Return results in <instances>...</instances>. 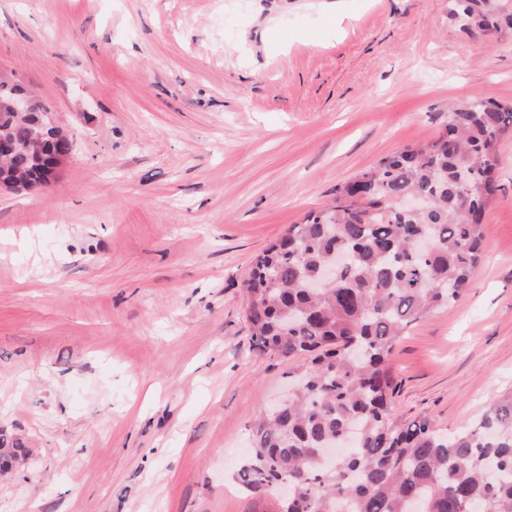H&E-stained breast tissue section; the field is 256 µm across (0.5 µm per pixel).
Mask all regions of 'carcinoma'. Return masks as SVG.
<instances>
[{
	"mask_svg": "<svg viewBox=\"0 0 512 512\" xmlns=\"http://www.w3.org/2000/svg\"><path fill=\"white\" fill-rule=\"evenodd\" d=\"M452 13L473 34L512 32V13L494 0H454ZM17 91L0 79V132L16 144L0 176L39 182L55 144L28 149L44 105L14 111ZM511 129L512 103L456 104L438 136L381 159L256 257L246 282L253 348L304 362L295 390L251 428L235 479L255 493L293 484L296 499L279 512H467L470 502L512 512V392L449 434L389 407L398 339L456 302L478 272L497 145ZM412 194L425 203L410 214L401 199ZM344 443L326 468L318 449ZM29 454L0 430V475Z\"/></svg>",
	"mask_w": 512,
	"mask_h": 512,
	"instance_id": "obj_1",
	"label": "carcinoma"
}]
</instances>
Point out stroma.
Instances as JSON below:
<instances>
[{"label":"stroma","instance_id":"1","mask_svg":"<svg viewBox=\"0 0 512 512\" xmlns=\"http://www.w3.org/2000/svg\"><path fill=\"white\" fill-rule=\"evenodd\" d=\"M451 0H0V70L75 131L0 190V512H277L233 479L297 360L256 351L243 282L337 187L512 100V36ZM479 271L393 359L396 415L455 431L512 390V132ZM51 126H54L59 132L60 136L64 138V141L61 142L59 147V152L56 155L55 164L51 167L50 171L46 174V180L44 183H36V184H25L23 182L16 181H7L9 180V171H1L0 166V176L3 177L7 182L1 180L0 187L1 189H10V190H25L28 192H38L47 188L51 185L59 176L61 171L70 163L73 158V147L74 143L72 142V132L64 129L57 121L55 113L51 112L49 114ZM29 454L30 450L21 438L12 432L0 430V475L11 472L21 461L25 462Z\"/></svg>","mask_w":512,"mask_h":512}]
</instances>
